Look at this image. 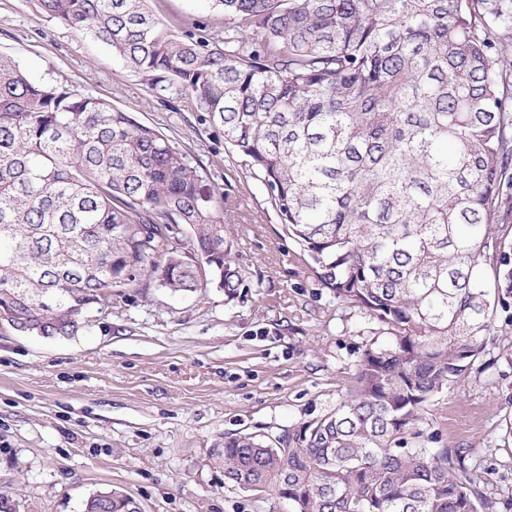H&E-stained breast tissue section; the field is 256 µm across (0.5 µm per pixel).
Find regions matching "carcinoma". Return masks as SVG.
Returning a JSON list of instances; mask_svg holds the SVG:
<instances>
[{
  "instance_id": "obj_1",
  "label": "carcinoma",
  "mask_w": 512,
  "mask_h": 512,
  "mask_svg": "<svg viewBox=\"0 0 512 512\" xmlns=\"http://www.w3.org/2000/svg\"><path fill=\"white\" fill-rule=\"evenodd\" d=\"M152 0H32L112 49L150 89L224 128L321 283L387 324L336 409L224 439V485L294 512H494L430 406L483 351L512 262L492 226L512 176L505 0H212L181 33ZM156 129L0 56V314L66 337L112 289L173 293L242 275L224 196ZM499 255L494 281L481 259ZM82 512H138L121 488Z\"/></svg>"
}]
</instances>
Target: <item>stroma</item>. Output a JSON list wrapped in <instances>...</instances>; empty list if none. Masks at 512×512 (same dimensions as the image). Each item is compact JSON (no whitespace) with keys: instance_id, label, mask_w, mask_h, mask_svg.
Instances as JSON below:
<instances>
[{"instance_id":"stroma-1","label":"stroma","mask_w":512,"mask_h":512,"mask_svg":"<svg viewBox=\"0 0 512 512\" xmlns=\"http://www.w3.org/2000/svg\"><path fill=\"white\" fill-rule=\"evenodd\" d=\"M181 29L223 23L206 0H153ZM0 54L36 80L63 81L130 112L199 159L224 196L235 298L116 288L112 306L69 337L0 323V512H82L113 487L142 512H292L224 484L210 451L236 434H277L325 414L389 327L336 298L286 233L258 177L190 106L170 108L111 49L0 0ZM439 443L467 451L489 499L512 512V297L498 305L464 381L431 406Z\"/></svg>"}]
</instances>
